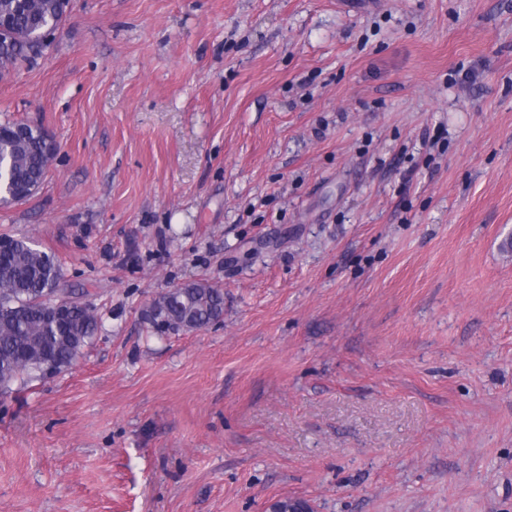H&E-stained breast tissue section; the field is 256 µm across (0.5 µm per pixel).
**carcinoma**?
Masks as SVG:
<instances>
[{"label": "carcinoma", "instance_id": "carcinoma-1", "mask_svg": "<svg viewBox=\"0 0 512 512\" xmlns=\"http://www.w3.org/2000/svg\"><path fill=\"white\" fill-rule=\"evenodd\" d=\"M56 0H0V17L9 28L0 30V75L30 58L57 31L62 17ZM15 123L0 125V204L30 198L19 189L42 184L52 161L43 129L30 126L14 134ZM0 252V393L16 382L29 383L72 368L98 330L94 310L77 301L66 302L60 321L51 316L59 300L61 273L48 253L34 241L3 235ZM224 316V289L193 281L172 296L160 294L148 305L145 321L158 335L193 332Z\"/></svg>", "mask_w": 512, "mask_h": 512}]
</instances>
